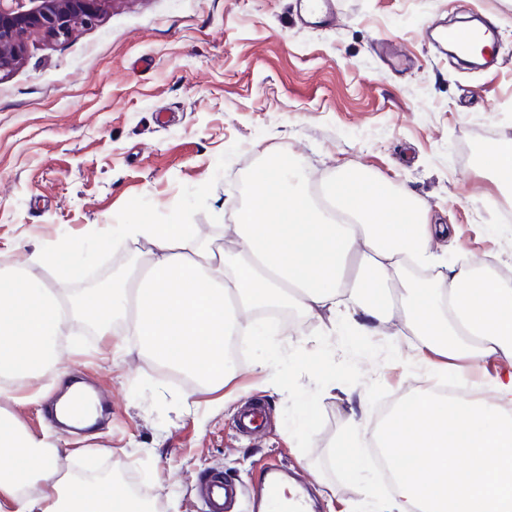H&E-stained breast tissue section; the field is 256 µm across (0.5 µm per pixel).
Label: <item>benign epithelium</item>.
I'll list each match as a JSON object with an SVG mask.
<instances>
[{"mask_svg":"<svg viewBox=\"0 0 512 512\" xmlns=\"http://www.w3.org/2000/svg\"><path fill=\"white\" fill-rule=\"evenodd\" d=\"M118 0H0V71L18 65L33 33L71 36L97 21Z\"/></svg>","mask_w":512,"mask_h":512,"instance_id":"obj_1","label":"benign epithelium"}]
</instances>
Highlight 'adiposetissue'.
Returning <instances> with one entry per match:
<instances>
[{
  "label": "adipose tissue",
  "mask_w": 512,
  "mask_h": 512,
  "mask_svg": "<svg viewBox=\"0 0 512 512\" xmlns=\"http://www.w3.org/2000/svg\"><path fill=\"white\" fill-rule=\"evenodd\" d=\"M233 229L229 252L191 224L122 225V238L150 247L143 281L67 305L61 291L0 273V383L24 403L44 377L62 378L59 341L85 315L114 357L132 336L155 364L218 390L229 383L228 338L270 344L249 313L285 302L327 336H413L424 368L436 356L472 368L496 362V375L469 381L475 397L427 389L404 398L369 439L352 436L344 460L355 464L365 442L382 449L393 483L384 512H512V280L469 265L407 280V266H438L432 244L452 230L388 180L360 173L314 185L271 159L252 175ZM0 448L11 456L0 466V512H150L116 483L62 474L52 431L32 433L4 406Z\"/></svg>",
  "instance_id": "obj_1"
}]
</instances>
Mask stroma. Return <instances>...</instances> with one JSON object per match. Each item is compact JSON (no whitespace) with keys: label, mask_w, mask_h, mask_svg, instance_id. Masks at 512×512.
<instances>
[{"label":"stroma","mask_w":512,"mask_h":512,"mask_svg":"<svg viewBox=\"0 0 512 512\" xmlns=\"http://www.w3.org/2000/svg\"><path fill=\"white\" fill-rule=\"evenodd\" d=\"M332 21L300 16L298 0H116L69 38L32 34L23 61L0 73V269L79 293L71 272L147 264L149 247L112 243L106 224L178 220L226 246L232 210L266 158L323 178L341 166L389 180L459 234L449 263L512 272V187L481 176L475 149L512 139V0H327ZM499 19L493 68H474L437 42L430 24ZM69 245L66 260L31 266L27 253ZM68 343L77 376L112 398L101 426L62 435L70 470L109 471L157 512H197L193 482L221 470L254 512L270 464L301 482L313 512H376L392 489L379 473L353 479L339 454L352 435L348 395L369 400L364 430L414 393L407 340L357 344L293 316L270 347L244 337L232 365L237 400L195 390L131 347L113 362L82 319ZM12 406L34 433L59 384ZM260 405L267 424L235 418ZM236 426L242 434L257 435L265 426L264 413L259 405L245 408L236 419Z\"/></svg>","instance_id":"35a3bbf8"}]
</instances>
